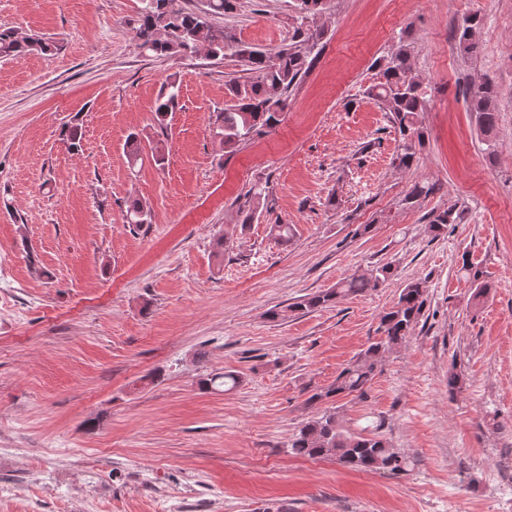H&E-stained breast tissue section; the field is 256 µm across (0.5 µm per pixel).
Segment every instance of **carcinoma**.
<instances>
[{
  "mask_svg": "<svg viewBox=\"0 0 512 512\" xmlns=\"http://www.w3.org/2000/svg\"><path fill=\"white\" fill-rule=\"evenodd\" d=\"M135 18L129 21L132 40L143 53L158 57H183L196 53L195 37L205 30L206 56L224 58L231 55L241 62L250 77L245 80L231 78L225 82L227 101L224 110L216 113L212 134L226 149L260 138L280 122L288 106V92L306 73L309 57L323 38L324 30L310 24L322 14L325 0H295L296 13L292 35L287 46L274 52L246 44L237 37L234 28L217 26L213 20L236 10V0H206L205 9L196 12L177 5V0H140ZM481 20L475 16L463 19L455 29L457 49L470 55L477 49V33ZM58 50L55 40L43 34H22L14 28L0 27V58L15 59L27 55H51ZM366 95L389 112L390 122L400 134L399 152L394 161L409 168L417 158L423 133L418 127L419 116L426 108V94L412 75L411 49L406 40L399 39L385 58L381 80L367 88ZM499 90L486 79L474 86L466 99L467 107L475 116L476 124L486 138L493 139L498 122L496 100ZM179 105L177 81L168 80L158 94L155 121L160 129L167 127V117ZM140 135L128 137L124 153L130 165L136 164L144 152L145 142ZM154 161L162 165L165 143L148 140ZM246 205L240 211L239 224L246 229L262 213L266 204V188L254 185L246 192ZM462 212L448 208L428 224V232L435 237L448 229V225L461 220ZM149 209L140 201H132L125 214L128 224H148ZM386 264L367 275H351L310 298L289 305L284 312L315 310L331 306L351 295L375 290L383 285L390 274ZM461 272L469 279L474 292L472 300L479 301L487 294L489 285L481 280V272L471 264H462ZM426 288L419 280H412L401 289L393 307L381 316L377 332L380 336L351 361L336 376L326 390L314 393L310 401L319 402L339 395L363 397L376 375L385 355L397 350L406 340L423 311ZM297 455L308 458L331 457L355 470H386L396 473L405 470L408 461L378 435L351 433L342 428L336 413L329 411L302 425L291 442Z\"/></svg>",
  "mask_w": 512,
  "mask_h": 512,
  "instance_id": "cac0c4a2",
  "label": "carcinoma"
}]
</instances>
